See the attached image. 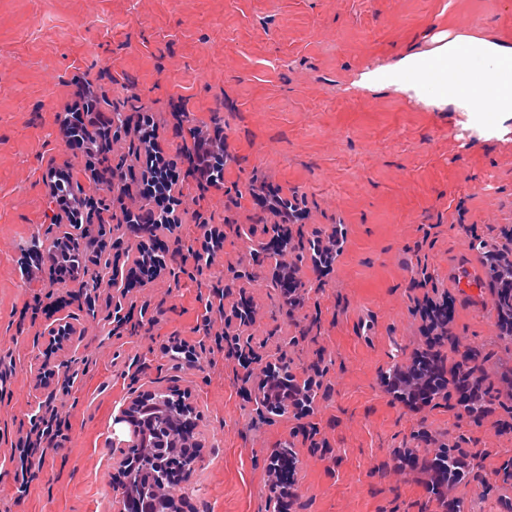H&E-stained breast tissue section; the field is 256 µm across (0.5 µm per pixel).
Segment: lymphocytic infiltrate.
<instances>
[{"label":"lymphocytic infiltrate","instance_id":"f902f5d3","mask_svg":"<svg viewBox=\"0 0 512 512\" xmlns=\"http://www.w3.org/2000/svg\"><path fill=\"white\" fill-rule=\"evenodd\" d=\"M73 83V99L61 106L67 122L60 133L68 147L84 156L89 191L111 188L127 224L176 225L184 216H191L201 235L198 248L189 249L187 258L199 273L218 265L225 229L268 235V242L250 248L248 270L234 271L233 277L253 283L258 268L269 267L281 289L288 320L299 329L290 344L296 347L306 341L307 292L301 286L302 264L311 262L318 277L330 275L345 251L347 225L308 228L311 212L304 198L287 195L275 176L263 170L255 172L249 184L255 212L247 220H240L238 197L224 184V172L235 155L223 126L200 120L182 100H171L172 135L180 140L172 155L150 107H134L122 132L114 133L99 108L105 95L103 88L81 75L75 76ZM188 180L194 182L196 195L182 192L181 186ZM204 199L223 210V223H210L198 211ZM480 261L484 269L482 285L496 313V337L512 340V316L504 313L505 305L512 304V225L499 226L495 242L482 252ZM429 281L425 269L412 272L410 286L421 290L422 295L415 298L411 310L414 323L410 351L378 377L380 388L392 403L419 417L418 429L412 434L413 447L393 449L385 473L396 483L422 487L435 502V512H464L466 499H487L498 484L512 487V457L494 467L490 475H483L479 452L463 447L461 438L452 435L445 439L436 434L428 416L444 407L494 436L512 434V349L504 348L493 359L483 346L456 334L455 295L447 293L437 299L427 295ZM231 293L230 286L212 283L213 301L205 306L203 326L214 331L216 341L224 342L225 358L236 359L246 369L252 359L245 355L239 335L230 333L228 327L235 321L243 326L256 324L261 309L252 296L244 294L231 309H224L220 301ZM324 361V349H316L312 361L294 373L290 370L291 358L280 355L279 367L287 371L288 383L283 386L269 381L267 386L272 400L287 401L289 412L299 421L297 433L312 457L321 461L332 458L333 448L308 417L314 412L328 372ZM30 423L29 432L19 441V463L14 469V480L23 490L36 477L43 445H57L66 439L55 408H47L40 416L31 415Z\"/></svg>","mask_w":512,"mask_h":512}]
</instances>
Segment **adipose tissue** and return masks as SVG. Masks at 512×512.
<instances>
[{"instance_id": "adipose-tissue-1", "label": "adipose tissue", "mask_w": 512, "mask_h": 512, "mask_svg": "<svg viewBox=\"0 0 512 512\" xmlns=\"http://www.w3.org/2000/svg\"><path fill=\"white\" fill-rule=\"evenodd\" d=\"M353 85L368 91L392 86L407 98L494 122L512 117V45L443 30L430 48L364 70Z\"/></svg>"}]
</instances>
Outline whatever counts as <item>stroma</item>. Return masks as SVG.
<instances>
[{
	"label": "stroma",
	"mask_w": 512,
	"mask_h": 512,
	"mask_svg": "<svg viewBox=\"0 0 512 512\" xmlns=\"http://www.w3.org/2000/svg\"><path fill=\"white\" fill-rule=\"evenodd\" d=\"M441 30L512 41V0H0V512H114L119 473L113 465L112 422L129 397L172 386L191 396L199 417L201 457L174 498L180 512H267L271 458L287 443L291 421L259 417L237 363L225 360L198 332L210 297L209 275L179 270L180 255L199 233L187 222L159 231L166 267L129 298L148 302L149 322L107 336L104 308L80 298V281L50 271L32 280L19 266L46 244L52 203L47 176L84 163L65 150L58 108L75 73L112 74L105 108L129 95L165 112L183 98L197 117L223 124L239 162L226 173L242 194L254 171L273 173L298 190L320 225L349 226L345 252L325 286L305 271L310 305L322 311L312 339L290 347L294 329L276 291H255L259 325L244 329L264 361L288 353L295 364L325 347L330 393L311 417L326 433L335 461L306 449L298 480L299 512H425L424 490L395 486L377 468L390 449L409 444L414 414L391 405L378 374L408 343L410 265L426 266L438 290L456 294L455 330L499 352L489 299L458 292L456 271L482 275L485 240L512 225V120L478 131L469 114L440 111L394 88L356 89V75L393 64L428 46ZM105 226L89 279L111 278L126 249L142 242L117 223L112 196L97 197ZM69 298L58 317L79 328L49 346L36 301ZM179 337L194 348L170 359L160 347ZM78 373L69 390L41 385L40 373ZM54 399L69 423L68 438L47 449L26 494H18L12 446L28 416ZM433 429L468 439L483 451L484 469L512 455V437L471 427L447 409Z\"/></svg>",
	"instance_id": "1"
}]
</instances>
